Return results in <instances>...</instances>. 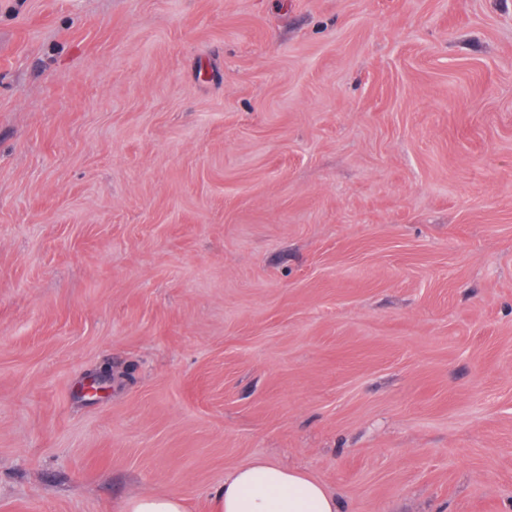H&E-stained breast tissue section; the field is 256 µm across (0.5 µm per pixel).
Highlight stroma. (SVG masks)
Instances as JSON below:
<instances>
[{
  "label": "stroma",
  "mask_w": 512,
  "mask_h": 512,
  "mask_svg": "<svg viewBox=\"0 0 512 512\" xmlns=\"http://www.w3.org/2000/svg\"><path fill=\"white\" fill-rule=\"evenodd\" d=\"M255 458L512 512V0H0V512Z\"/></svg>",
  "instance_id": "35a3bbf8"
}]
</instances>
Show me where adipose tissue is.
<instances>
[{
    "label": "adipose tissue",
    "mask_w": 512,
    "mask_h": 512,
    "mask_svg": "<svg viewBox=\"0 0 512 512\" xmlns=\"http://www.w3.org/2000/svg\"><path fill=\"white\" fill-rule=\"evenodd\" d=\"M213 512H338L336 497L298 468L265 459L243 464L213 492Z\"/></svg>",
    "instance_id": "adipose-tissue-1"
}]
</instances>
